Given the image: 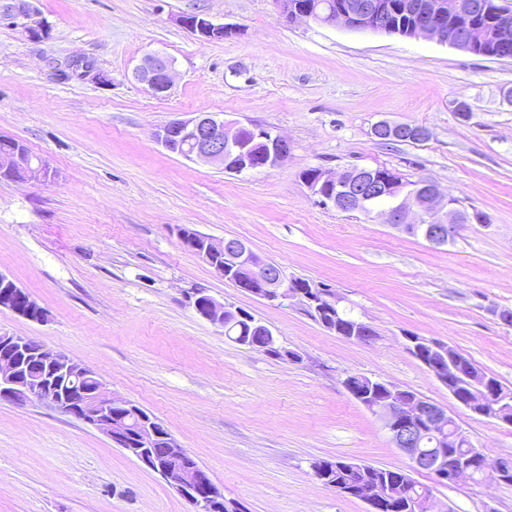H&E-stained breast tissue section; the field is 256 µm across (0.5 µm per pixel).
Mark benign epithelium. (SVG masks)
Returning a JSON list of instances; mask_svg holds the SVG:
<instances>
[{"mask_svg":"<svg viewBox=\"0 0 512 512\" xmlns=\"http://www.w3.org/2000/svg\"><path fill=\"white\" fill-rule=\"evenodd\" d=\"M279 12L288 21H312L319 25L343 26L357 31L399 34L416 39H435L483 57L512 60V10L496 0H276ZM3 12L22 20L27 37L40 39L47 33L46 25L33 19L31 0H10ZM405 16L408 25L400 26L397 16ZM184 28L204 41L222 40L235 30L213 23L202 14H187L177 18ZM82 69L79 77H91L98 84L109 81L108 75L89 61L75 64ZM175 71L165 57L151 54L137 69L136 79L152 93L161 96L174 83ZM373 140L384 143L408 140L424 142L429 132L424 127L411 128L403 123L378 121L370 128ZM155 140L166 150L188 160L208 163L230 172L260 171L281 166L288 158V140L258 126L226 122L212 114L200 112L189 119H174L158 128ZM12 178L21 181L45 182L50 177L47 164L33 155L25 143L15 141L12 149L0 156ZM319 181L332 186L325 195L311 187V193L332 204L341 212L372 213L387 224L420 235L433 245H445L453 240L459 225L466 222V213L456 207L453 199L445 200L438 185L430 179L420 190L396 191L398 182L376 174L368 167H353L340 174L323 170ZM181 244L203 261L221 252L224 263L214 266L215 272L242 292L271 304L295 301L303 309L317 314L323 310L343 312L341 298L331 289L312 282L300 286L279 266L261 260L245 242L238 238L206 240L205 247L188 244L180 234ZM196 314L224 328L230 335L228 318L238 308L218 302L202 289L189 295ZM0 306L14 307L16 314L33 309L29 294L12 279L0 274ZM263 344H251L237 337L232 341L249 349L264 352L278 341L274 332L260 323ZM336 335L360 342L373 340L367 324L354 321L353 327L342 332L330 326ZM407 349L442 384L463 408L471 413L494 418L512 425V390L494 377L479 370L468 369L464 375L455 362L452 349L445 343L428 341L420 336H408ZM35 357L45 369L43 377L32 380L21 373V357ZM347 392L366 409L379 416L391 443L407 457L412 471H426L438 476L448 475V482L461 479L472 481L492 478L499 482L512 479V462L500 459L489 464L483 453L473 448V442L447 410L427 403L416 394L392 384L363 375H352L343 381ZM24 397L28 401H46L84 423L100 430L112 445L127 449L142 466L173 483L175 489L194 509L207 512L209 500L220 492L209 473L172 436H167L174 452L167 461L153 460L147 449L152 447L160 426L134 408L130 401L112 396L98 375L85 365L61 353H52L41 346L30 349V339L13 333H0V402H13ZM130 411L123 421L113 415V409ZM431 447H425V444ZM352 479L337 487L342 494L358 495L369 506L368 512H380L388 497L411 499L414 512H440L434 497L410 490L411 483L393 491L391 488H371L366 485L365 465L354 461L346 467Z\"/></svg>","mask_w":512,"mask_h":512,"instance_id":"benign-epithelium-1","label":"benign epithelium"}]
</instances>
